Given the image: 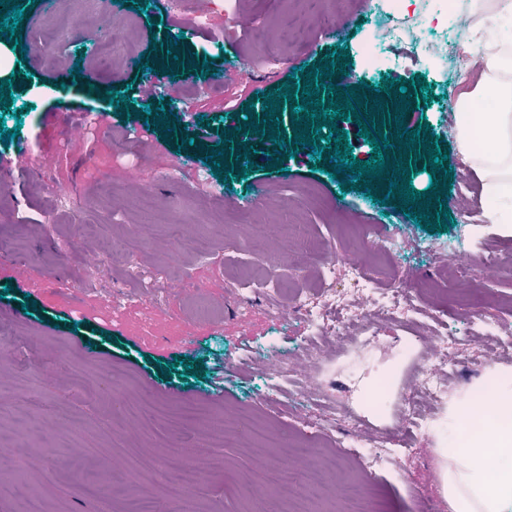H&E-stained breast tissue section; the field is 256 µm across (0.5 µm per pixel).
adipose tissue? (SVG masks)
Here are the masks:
<instances>
[{"mask_svg": "<svg viewBox=\"0 0 512 512\" xmlns=\"http://www.w3.org/2000/svg\"><path fill=\"white\" fill-rule=\"evenodd\" d=\"M479 76L452 105L457 150L483 181L487 220L512 224V0H470ZM456 449L442 456L450 512H512V372L490 371L454 399Z\"/></svg>", "mask_w": 512, "mask_h": 512, "instance_id": "1", "label": "adipose tissue"}]
</instances>
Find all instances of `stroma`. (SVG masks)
Here are the masks:
<instances>
[{
  "label": "stroma",
  "instance_id": "1",
  "mask_svg": "<svg viewBox=\"0 0 512 512\" xmlns=\"http://www.w3.org/2000/svg\"><path fill=\"white\" fill-rule=\"evenodd\" d=\"M27 7L25 52L0 41V57L13 73L11 108L31 104L22 118L13 114L7 127H19L16 138L26 148L30 168L12 167L14 151L0 161V239L18 247L17 260L31 268L28 281H14L8 265L0 264V321L12 327L0 336V443L21 445L40 458L42 467L30 470L27 485L44 512H121L126 488L103 492L95 486L102 472L132 471L135 488L157 498L166 512H181L171 497L170 480L184 470L160 479V453L169 435L165 424L146 428L122 416V403L140 396L176 409L192 405L189 423L194 440L205 441L208 454L237 478L216 498V473L203 472L193 487L198 512H245L251 491L261 485L266 464L251 452V442L235 426L241 410L258 411L275 434L278 446L270 456L293 461V447L308 442L314 456L306 466L313 482L304 487L306 504L316 508L340 503L341 492L357 474L352 462L322 455L329 437L353 439L350 422L333 420L329 435L299 416L287 400H269L273 360L256 357L258 348L276 343L305 359L310 332L301 317L279 318L265 298L261 282H242L244 271L267 273L301 290L320 286L322 266L335 269L337 313L352 309L362 292L381 297L398 287L411 307L423 308L419 323H381L373 347L353 362L331 363L323 373L304 366L302 387L309 392L326 387L338 391L351 415L360 417L387 443L393 428L392 404L403 391L408 369L401 357L405 346L434 331L463 339L459 354L464 367L448 373L446 399L475 385L489 366L512 371V349L487 363L486 337L512 338V231L486 220L482 183L455 148L451 104L471 90L475 74L456 76L451 60L426 63L413 43L395 45L398 65L364 78L360 44L368 30L362 20L374 0H316L315 11L327 21L347 23L343 41L330 40L317 25L302 36L268 41L272 30H285L289 18L306 13L304 0H134L132 8L113 15L127 39L113 64L96 56L98 27L104 0H63L59 10L19 0ZM152 59L163 66L167 54L184 61L186 73L157 75L152 102L187 101L176 136L165 126L140 130L145 119L125 117L105 100L108 91L137 92L147 76L134 69L148 43ZM347 48L346 74H335L336 87L368 80L375 87L385 78L408 80L423 76L433 88L432 103L411 97L404 123L408 129L427 124L445 140L452 168L446 206L449 228L428 232L400 213L397 204L372 202L364 190L341 191L337 180L317 171V158L308 147L294 157H282L270 168L265 154L267 135L250 139L239 123H262L270 94L289 82L296 67L325 60L327 53ZM206 66V76L194 69ZM88 80L75 79V71ZM97 116L96 129L84 132L81 150H73L68 127ZM138 127L137 150L145 165L132 166L116 152L131 127ZM232 140L239 159L235 169L254 164L249 177H211L202 184L199 168L216 144ZM250 161H242L244 151ZM67 185L58 193L57 185ZM149 192L155 202L146 213L133 204ZM304 225L308 237L328 243V251L292 247L288 227ZM209 241L205 252L181 247L184 237ZM395 237L397 252L372 259V279L360 285L349 273L359 245ZM128 245L126 265L113 266L104 255L107 244ZM95 263H87V255ZM204 294L223 314L216 320L193 319L187 304ZM35 308L22 310L25 300ZM54 358L60 373L50 380L44 361ZM197 366L184 375V362ZM172 363L161 374L163 363ZM395 368L389 405L370 410L362 391L368 380ZM121 382H113V374ZM35 398L41 403L37 423L50 439L41 448L22 430L13 408ZM440 445L438 434L415 435L413 454L403 458L402 482H381L378 496L384 512H404L400 483L418 486L437 512H448L438 482L426 479V460ZM78 466H71V458Z\"/></svg>",
  "mask_w": 512,
  "mask_h": 512
}]
</instances>
